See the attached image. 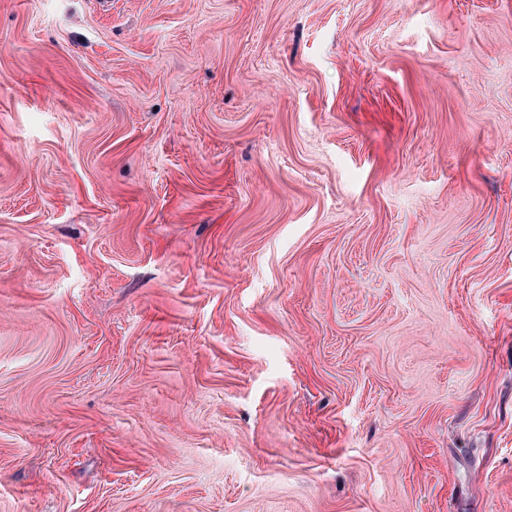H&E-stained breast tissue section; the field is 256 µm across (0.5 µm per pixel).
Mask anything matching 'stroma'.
Masks as SVG:
<instances>
[{
	"instance_id": "1",
	"label": "stroma",
	"mask_w": 512,
	"mask_h": 512,
	"mask_svg": "<svg viewBox=\"0 0 512 512\" xmlns=\"http://www.w3.org/2000/svg\"><path fill=\"white\" fill-rule=\"evenodd\" d=\"M0 512H512V0H0Z\"/></svg>"
}]
</instances>
